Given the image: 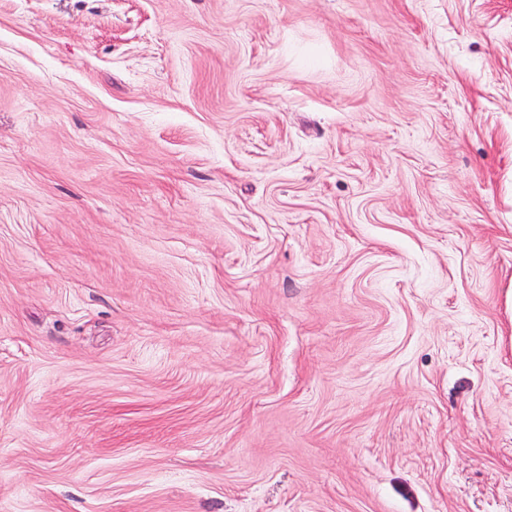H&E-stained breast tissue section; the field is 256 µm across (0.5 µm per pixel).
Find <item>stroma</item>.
I'll return each instance as SVG.
<instances>
[{"instance_id": "35a3bbf8", "label": "stroma", "mask_w": 512, "mask_h": 512, "mask_svg": "<svg viewBox=\"0 0 512 512\" xmlns=\"http://www.w3.org/2000/svg\"><path fill=\"white\" fill-rule=\"evenodd\" d=\"M0 512H512V0H0Z\"/></svg>"}]
</instances>
